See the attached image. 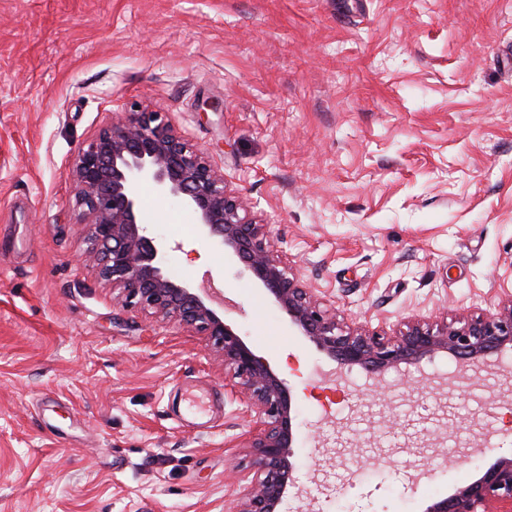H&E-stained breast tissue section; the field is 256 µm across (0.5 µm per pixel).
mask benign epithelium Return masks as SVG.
<instances>
[{"mask_svg": "<svg viewBox=\"0 0 512 512\" xmlns=\"http://www.w3.org/2000/svg\"><path fill=\"white\" fill-rule=\"evenodd\" d=\"M71 175L97 277L112 287L114 299L204 336L208 349L224 361V377L248 400L254 426L237 447L247 449L250 472L237 476L242 490L231 512H280L295 487V397L286 380L221 317L224 294L211 281L196 286L163 270L161 243L143 233V185L197 214L201 232L218 239L224 257L242 264L288 325L332 362L326 383L355 368L378 379L406 365L444 390L448 383H435L423 367L437 355H448L468 371L488 369L512 353V294L492 311L412 315L392 329H371L337 314L319 289L294 272L288 257L274 250L266 225L249 216L248 200L207 153L158 110L133 104L112 113L73 154ZM422 512H512V456L495 458Z\"/></svg>", "mask_w": 512, "mask_h": 512, "instance_id": "benign-epithelium-1", "label": "benign epithelium"}]
</instances>
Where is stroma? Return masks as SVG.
I'll use <instances>...</instances> for the list:
<instances>
[{"instance_id":"stroma-1","label":"stroma","mask_w":512,"mask_h":512,"mask_svg":"<svg viewBox=\"0 0 512 512\" xmlns=\"http://www.w3.org/2000/svg\"><path fill=\"white\" fill-rule=\"evenodd\" d=\"M133 103L210 156L341 314L376 328L512 291V0H0V512H229L248 464L221 357L113 303L88 257L70 161ZM141 209L166 268L212 277L296 392L316 512H421L512 454L495 377L440 355L444 395L412 366L325 388L190 208L146 187Z\"/></svg>"}]
</instances>
